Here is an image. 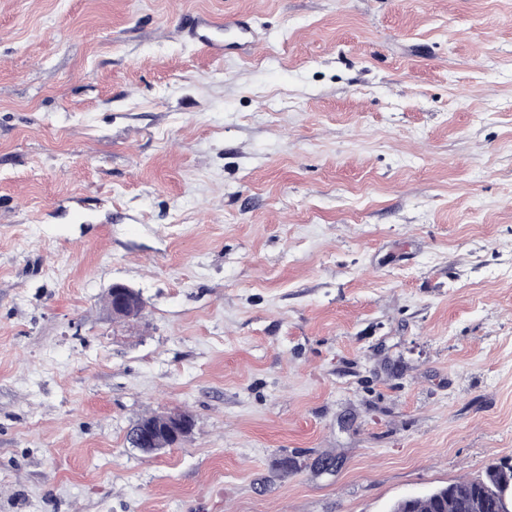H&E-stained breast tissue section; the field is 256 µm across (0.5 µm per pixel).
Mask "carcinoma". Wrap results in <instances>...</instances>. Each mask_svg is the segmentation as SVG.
<instances>
[{
    "mask_svg": "<svg viewBox=\"0 0 512 512\" xmlns=\"http://www.w3.org/2000/svg\"><path fill=\"white\" fill-rule=\"evenodd\" d=\"M503 475L490 464L483 477L459 480L442 488L448 497L427 492L406 497L391 506L390 512H500L499 493Z\"/></svg>",
    "mask_w": 512,
    "mask_h": 512,
    "instance_id": "cac0c4a2",
    "label": "carcinoma"
}]
</instances>
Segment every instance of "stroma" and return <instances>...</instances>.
Instances as JSON below:
<instances>
[{
    "label": "stroma",
    "instance_id": "stroma-1",
    "mask_svg": "<svg viewBox=\"0 0 512 512\" xmlns=\"http://www.w3.org/2000/svg\"><path fill=\"white\" fill-rule=\"evenodd\" d=\"M502 459L512 0H0V512H389ZM192 21V36L205 46L211 54L214 56H222L224 54V41L216 38L214 32L220 30L223 24L204 14H198L192 17ZM109 292V306L114 301V305L111 307L114 313L124 315L129 309H132L137 300V292L122 283H113L110 287ZM112 297V298H111ZM193 426V419L189 414L182 412H173L166 416L164 420L163 434L170 440H173L171 446L176 445L181 436Z\"/></svg>",
    "mask_w": 512,
    "mask_h": 512
}]
</instances>
